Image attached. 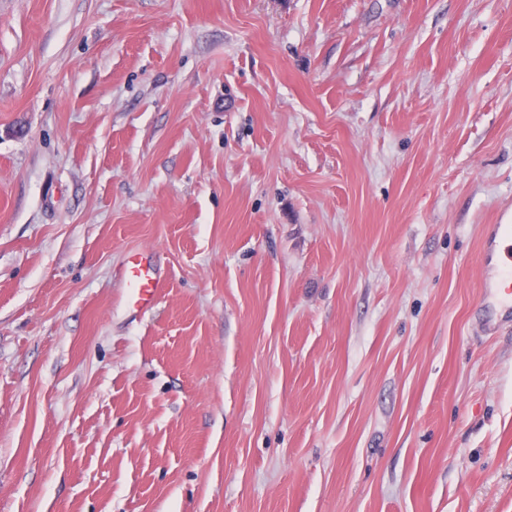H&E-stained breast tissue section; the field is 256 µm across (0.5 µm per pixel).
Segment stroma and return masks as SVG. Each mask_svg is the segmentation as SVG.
<instances>
[{
	"label": "stroma",
	"instance_id": "35a3bbf8",
	"mask_svg": "<svg viewBox=\"0 0 512 512\" xmlns=\"http://www.w3.org/2000/svg\"><path fill=\"white\" fill-rule=\"evenodd\" d=\"M486 224L512 0H0V512H512ZM128 284L125 303L139 312L152 309L162 292V284L155 267L141 253L131 254L124 267Z\"/></svg>",
	"mask_w": 512,
	"mask_h": 512
}]
</instances>
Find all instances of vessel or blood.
I'll return each mask as SVG.
<instances>
[{
    "mask_svg": "<svg viewBox=\"0 0 512 512\" xmlns=\"http://www.w3.org/2000/svg\"><path fill=\"white\" fill-rule=\"evenodd\" d=\"M480 267L484 297L512 305V224L486 225ZM124 275L128 284L126 304L140 312L152 309L162 292L155 267L136 252L128 257Z\"/></svg>",
    "mask_w": 512,
    "mask_h": 512,
    "instance_id": "b4317fda",
    "label": "vessel or blood"
}]
</instances>
